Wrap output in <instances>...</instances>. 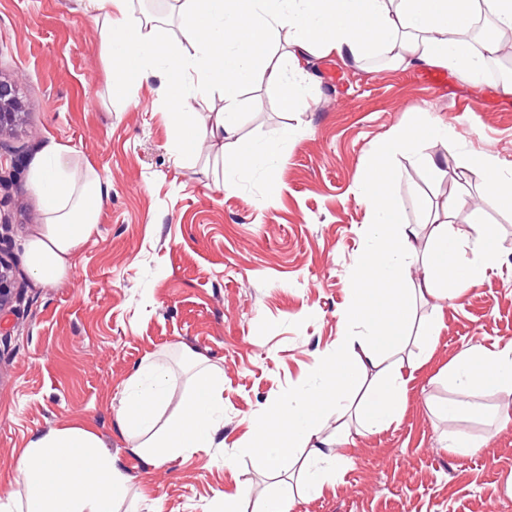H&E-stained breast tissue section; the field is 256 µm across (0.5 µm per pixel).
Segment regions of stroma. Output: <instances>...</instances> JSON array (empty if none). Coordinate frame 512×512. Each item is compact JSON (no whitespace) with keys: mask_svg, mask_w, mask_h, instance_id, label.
Returning <instances> with one entry per match:
<instances>
[{"mask_svg":"<svg viewBox=\"0 0 512 512\" xmlns=\"http://www.w3.org/2000/svg\"><path fill=\"white\" fill-rule=\"evenodd\" d=\"M112 68L80 0H0V79L23 103L0 137V171L15 174L0 188V255L21 285L13 314L0 318V499L16 493V461L32 440L77 425L100 437L128 496L148 510L224 512L242 483L293 484L306 464L298 448L279 475H261L240 444L252 418L313 385L322 354L356 332L340 316L366 246L356 177L374 146L422 112L446 123L447 149L393 158L403 177L390 190L404 223L426 224L429 207L458 194L467 205L452 221L469 223L486 194L454 157L492 153L512 164V93L453 70L434 88L429 66L398 68L377 52L355 66L315 57L291 106L277 87H239L238 135L264 152L227 192L228 150L202 128L192 146L173 141L162 77L119 97ZM55 145L108 186L98 233L68 277L47 285L30 273L24 245L43 219L30 172ZM485 221L498 230L499 270L455 307L414 299L416 321H436L437 334L409 331L413 369L396 420L340 447L349 465L321 493H300L295 512H512V389L478 395L486 417L451 421L440 411L462 351L512 343V211L486 209ZM189 354L224 372V425L211 447L157 464L127 448L115 409L129 377L161 357L173 381L162 415L177 414L191 389ZM452 431L486 443L451 452Z\"/></svg>","mask_w":512,"mask_h":512,"instance_id":"35a3bbf8","label":"stroma"}]
</instances>
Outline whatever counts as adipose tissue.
I'll list each match as a JSON object with an SVG mask.
<instances>
[{"mask_svg": "<svg viewBox=\"0 0 512 512\" xmlns=\"http://www.w3.org/2000/svg\"><path fill=\"white\" fill-rule=\"evenodd\" d=\"M130 2L86 0L100 41L112 53L113 90H124L130 76L143 79L163 70L178 144L190 143L202 120L191 98L221 91L223 107L204 120L214 140L236 149L224 173L228 191L256 155L255 149L239 147L240 85L277 86L290 105L302 91L309 56L333 54L357 62L374 50L398 67L450 68L473 81L486 57L504 51L493 39L474 50L471 24L479 3H487L496 26L512 28V0H176L182 37L194 47L188 54L153 39L155 17L133 15ZM283 37L287 51L278 58L270 55V45ZM436 134V124L424 120L395 128L364 162L357 184L370 218L368 245L352 269L351 300L343 315L362 332L340 338L326 351L314 368L321 380L317 389L289 394L253 419L242 446L255 471L274 472L295 448H309L314 458H322V449L311 442L327 417H344L348 394L362 372L400 353L411 292L452 305L498 267L497 229L484 223L482 209L472 211L470 223L451 220L452 210L465 205V198L442 204L430 225L427 251L415 246L419 226L400 221L390 193L400 173L391 159ZM456 162L482 183L492 206L512 209V174L497 156H460ZM31 185L43 198L45 219L25 244L27 263L36 280L54 284L69 274L73 256L97 233L106 180L92 167H79L71 149L58 145L33 167ZM414 269L422 272L415 282L410 279ZM448 382L456 397L442 410L456 420L465 398L475 391L512 384V346L496 352L468 348L449 366ZM406 385L401 368H394L359 401L360 432H377L394 420ZM223 391L220 371L201 366L181 412L155 426L170 396V372L163 360L151 359L128 380L116 417L129 447L155 462H172L191 449L210 447L224 419ZM17 470L22 486L14 497L0 500V512H116L124 482L102 441L80 426L53 429L32 441L18 458ZM250 496L259 502L256 512H294L296 506L290 486L270 495L246 486L225 496L224 512H241V499Z\"/></svg>", "mask_w": 512, "mask_h": 512, "instance_id": "1", "label": "adipose tissue"}]
</instances>
